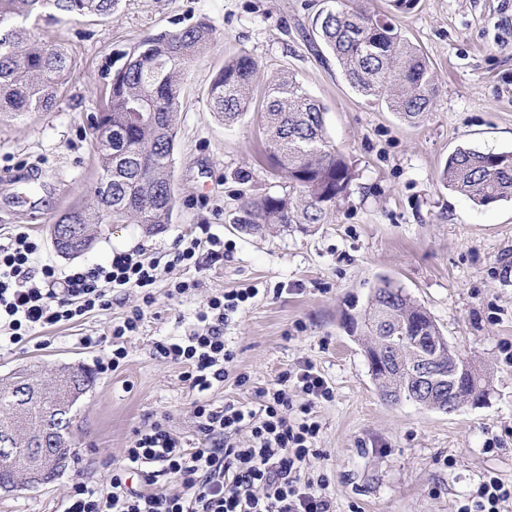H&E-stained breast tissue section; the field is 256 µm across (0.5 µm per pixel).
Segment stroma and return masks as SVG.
Returning a JSON list of instances; mask_svg holds the SVG:
<instances>
[{"label": "stroma", "mask_w": 512, "mask_h": 512, "mask_svg": "<svg viewBox=\"0 0 512 512\" xmlns=\"http://www.w3.org/2000/svg\"><path fill=\"white\" fill-rule=\"evenodd\" d=\"M328 0H119L108 16L40 23L33 33L64 48L70 69L54 107L0 123V243L25 226L43 246L35 265L95 266L113 252L146 249L158 264L156 303L128 338L117 371L98 373L112 353L103 337L141 300L129 291L111 310L41 330L0 348V378L16 368L81 366L94 385L76 404L74 455L65 470L33 488L0 490V512H63L75 474L104 484L136 429L164 416L188 445L197 433L183 366L155 356L156 342L184 336L211 297L239 288L257 296L226 323L234 378L207 396L251 402L255 388L312 362L333 390L312 414L320 453L303 478H327L336 512H458L486 476L512 486V202L477 206L440 183L460 147L512 152V0H418L398 13L401 34L423 51L436 94L410 125L384 103L362 97L336 64L308 45ZM209 21L216 43L190 67L174 151L170 224L145 233L134 223L103 225L76 258L58 253L49 226L61 212L90 207L97 179L94 122L107 107L118 52L142 37ZM246 53L258 64V90L296 76L325 108L328 138L355 172L348 194L321 224L301 230L235 222L242 197L287 191L270 169L260 103L233 125L206 108L225 60ZM208 225L224 259L170 267L180 235ZM386 278L431 313L451 345L491 381L485 403L453 414L415 403L385 405L348 319ZM188 283L185 294L171 286ZM85 336L99 338L94 347Z\"/></svg>", "instance_id": "1"}]
</instances>
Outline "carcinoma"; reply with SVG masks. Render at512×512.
<instances>
[{
    "instance_id": "cac0c4a2",
    "label": "carcinoma",
    "mask_w": 512,
    "mask_h": 512,
    "mask_svg": "<svg viewBox=\"0 0 512 512\" xmlns=\"http://www.w3.org/2000/svg\"><path fill=\"white\" fill-rule=\"evenodd\" d=\"M315 21L320 45L336 60L360 95L381 100L403 121L415 124L433 102L436 83L428 60L401 37L392 15L371 12L357 0H332ZM118 0H0V122L47 112L61 93L70 67L67 53L35 41L31 25L42 20L110 14ZM215 40L206 21L145 36L112 72L109 105L96 120L99 177L91 208L75 207L56 217L54 246L66 256L89 249L102 224L133 222L151 229L171 223L175 206L172 167L183 80L194 60ZM256 62L240 54L224 62L207 95L210 112L231 124L248 111L256 87ZM262 130L272 168L288 180L289 192L246 198L235 223L322 224L328 210L347 193L354 173L329 141L323 106L290 74L264 92ZM108 181L112 193H101ZM441 184L480 205L512 199V154L459 149L448 157ZM367 341L366 359L380 397L398 405L412 402L452 414L486 401L490 378L457 376V389L444 381L423 397L415 380L416 361L431 359L443 375L469 365L435 322L403 290L382 279L353 317ZM93 377L62 368L49 376L36 365L19 368L0 382V446L58 473L72 453V409L60 410L61 392L86 393ZM51 449L48 461L38 449ZM29 473L0 452V486L23 487Z\"/></svg>"
}]
</instances>
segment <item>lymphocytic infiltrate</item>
<instances>
[{
  "label": "lymphocytic infiltrate",
  "instance_id": "lymphocytic-infiltrate-1",
  "mask_svg": "<svg viewBox=\"0 0 512 512\" xmlns=\"http://www.w3.org/2000/svg\"><path fill=\"white\" fill-rule=\"evenodd\" d=\"M41 246L24 229L0 245V333L20 345L39 330L111 309L113 294L132 290L140 295L141 308L111 326L107 369L118 370L128 356L126 338L138 332L146 309L156 302V261L136 249L113 253L105 265L62 271L51 264L34 266ZM223 258L219 236L185 234L170 262L189 267ZM256 294L244 288L210 298L188 334L155 345L161 358L186 368L199 445L186 447L164 422H152L136 430L106 485L73 478L64 512H334L327 481L302 477L304 465L318 453L321 425L308 407L294 406L289 391L294 385L311 398H331V387L313 365L282 373L253 403L228 399L218 405L206 397L232 374L235 353L224 338V323ZM242 431L247 441H238ZM160 473L173 478L179 492H144L132 484L133 477L151 482Z\"/></svg>",
  "mask_w": 512,
  "mask_h": 512
}]
</instances>
